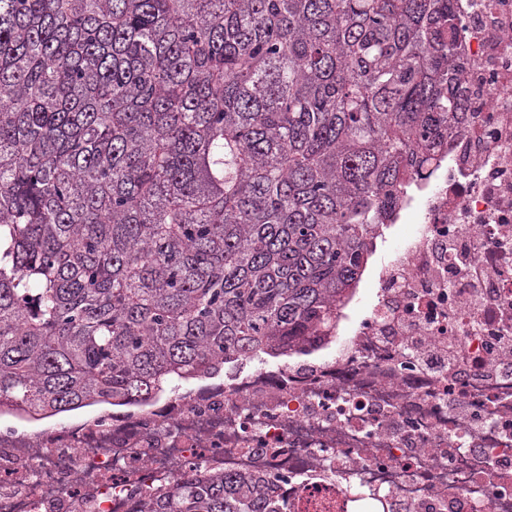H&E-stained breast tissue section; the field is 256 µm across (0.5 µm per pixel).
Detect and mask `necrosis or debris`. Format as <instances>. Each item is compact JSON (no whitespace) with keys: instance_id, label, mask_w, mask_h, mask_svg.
<instances>
[{"instance_id":"necrosis-or-debris-1","label":"necrosis or debris","mask_w":512,"mask_h":512,"mask_svg":"<svg viewBox=\"0 0 512 512\" xmlns=\"http://www.w3.org/2000/svg\"><path fill=\"white\" fill-rule=\"evenodd\" d=\"M470 115L334 348L65 423L0 412V512H136L187 474L288 512H512V0H458Z\"/></svg>"}]
</instances>
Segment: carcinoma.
<instances>
[{"instance_id": "carcinoma-1", "label": "carcinoma", "mask_w": 512, "mask_h": 512, "mask_svg": "<svg viewBox=\"0 0 512 512\" xmlns=\"http://www.w3.org/2000/svg\"><path fill=\"white\" fill-rule=\"evenodd\" d=\"M456 0H0V408L331 342L469 106ZM139 512H287L190 475Z\"/></svg>"}]
</instances>
